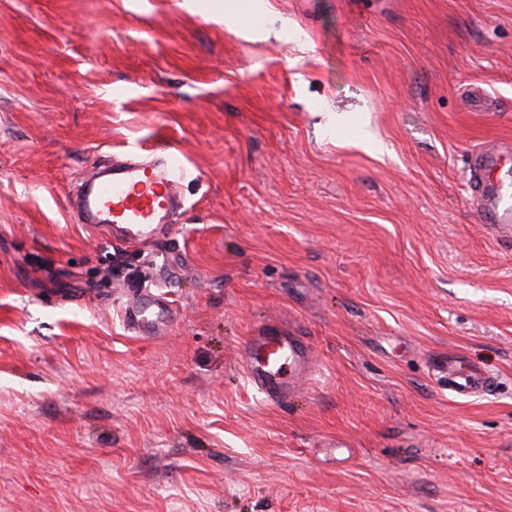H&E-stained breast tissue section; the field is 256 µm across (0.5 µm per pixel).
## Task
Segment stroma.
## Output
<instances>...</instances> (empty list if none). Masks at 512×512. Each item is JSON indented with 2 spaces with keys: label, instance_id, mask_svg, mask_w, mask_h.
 <instances>
[{
  "label": "stroma",
  "instance_id": "obj_1",
  "mask_svg": "<svg viewBox=\"0 0 512 512\" xmlns=\"http://www.w3.org/2000/svg\"><path fill=\"white\" fill-rule=\"evenodd\" d=\"M162 138L168 239L75 223ZM497 142L512 0H0V512H512V245L469 190ZM143 291L180 311L154 339ZM267 321L316 362L284 405L244 376ZM176 318L177 308L166 296L147 293L141 294L124 312L126 324L136 333L148 337L162 334ZM439 372L448 384V391L456 395H471L490 385L488 376L478 368L464 372L461 368L448 363L442 366Z\"/></svg>",
  "mask_w": 512,
  "mask_h": 512
}]
</instances>
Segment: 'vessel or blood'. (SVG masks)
Segmentation results:
<instances>
[{
	"label": "vessel or blood",
	"mask_w": 512,
	"mask_h": 512,
	"mask_svg": "<svg viewBox=\"0 0 512 512\" xmlns=\"http://www.w3.org/2000/svg\"><path fill=\"white\" fill-rule=\"evenodd\" d=\"M512 153L481 149L473 163L471 195L481 207L487 232L512 242V200L503 194L499 174ZM188 171L180 150L171 144L139 153L130 151L93 168L77 186L71 201L76 223L95 236L122 248H136L168 235L171 217L183 206ZM177 318L176 306L163 295L141 294L124 312L126 324L143 336H155ZM244 371L251 387L266 402L292 399L314 371L312 347L306 337L270 324L245 342ZM450 392L471 395L488 387L477 368L442 366Z\"/></svg>",
	"instance_id": "obj_1"
}]
</instances>
